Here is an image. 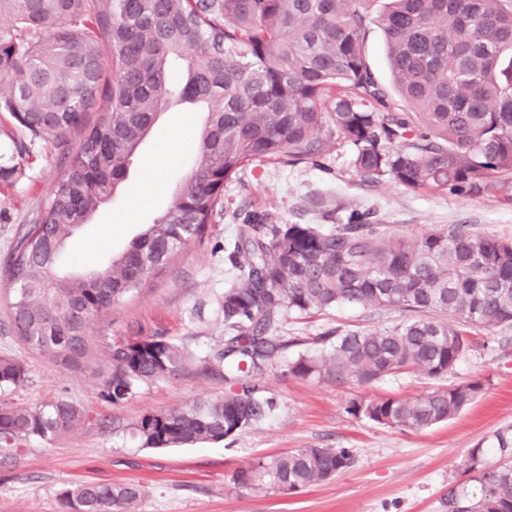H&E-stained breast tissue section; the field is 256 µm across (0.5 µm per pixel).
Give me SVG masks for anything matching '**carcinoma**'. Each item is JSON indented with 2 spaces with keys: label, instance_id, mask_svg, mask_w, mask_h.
<instances>
[{
  "label": "carcinoma",
  "instance_id": "obj_1",
  "mask_svg": "<svg viewBox=\"0 0 512 512\" xmlns=\"http://www.w3.org/2000/svg\"><path fill=\"white\" fill-rule=\"evenodd\" d=\"M0 112L14 130L9 166L40 144L80 139L49 204L18 238L7 277L15 333L45 361L90 369L99 395L118 404L187 370L185 345L164 334L93 338L92 321L144 287L224 208V185L259 159L317 157L332 140L355 148L354 167L408 189L477 195L512 180V0H0ZM385 34L393 90L376 79L364 41ZM183 62V77L171 64ZM205 114L199 152L171 205L106 265L67 272L75 231L127 177L130 160L171 99ZM100 113L89 122L88 114ZM237 269L224 289V347L205 360L231 389L212 400L141 414L129 429L144 448L219 442L272 414L254 377L283 347L288 312L349 305L410 318L375 331L335 330L318 352L288 363L304 378L373 384L417 367L451 372L476 344L475 329L512 326V240L449 224L412 236L351 216L346 224L238 225L228 244ZM450 315L456 324L438 319ZM27 367L0 357V390ZM482 389L470 381L417 397L353 401L348 412L392 428L422 430L465 410ZM101 421L58 399L0 405V445L49 439ZM348 448H295L233 475L245 489L296 492L350 468ZM478 497L452 512H512V466L481 473ZM134 484L86 483L62 495L66 512H133Z\"/></svg>",
  "mask_w": 512,
  "mask_h": 512
}]
</instances>
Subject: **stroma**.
I'll return each mask as SVG.
<instances>
[{
    "mask_svg": "<svg viewBox=\"0 0 512 512\" xmlns=\"http://www.w3.org/2000/svg\"><path fill=\"white\" fill-rule=\"evenodd\" d=\"M202 116L163 110L129 165L118 195L72 237L64 263L72 269L105 265L154 216L166 209L176 182L195 162ZM351 145L332 143L321 157L289 165L260 160L224 188V211L203 242L190 244L154 282L114 305L89 328L93 336L163 333L188 347L189 372L143 387L130 401L102 400L95 379L37 358L16 336L9 313L14 288L4 271L18 236L47 203L64 166V149L43 144L31 164L0 178V356L23 360L27 380L0 392V403L37 407L58 397L104 416L45 440L19 442L0 453V512H64L63 491L83 483L135 484L143 494L136 512H448L449 492L479 495L484 464L512 463V327L479 333L452 373L431 378L417 369L371 385L292 375L288 362L314 350L316 336L336 328L374 331L403 321L397 311L353 307L284 315L277 333L289 343L256 383L276 409L237 436L183 448L142 447L128 431L148 411L178 408L223 396V373L201 362L224 345V290L236 275L226 247L246 217L271 224H344L351 214L405 234L468 224L512 239V186L479 196L410 191L354 168ZM472 380L483 389L455 418L411 431L377 424L347 411L355 400L412 398ZM350 448L353 466L310 488L281 493L234 485V472L290 448ZM480 448L471 461L472 448Z\"/></svg>",
    "mask_w": 512,
    "mask_h": 512,
    "instance_id": "obj_1",
    "label": "stroma"
}]
</instances>
